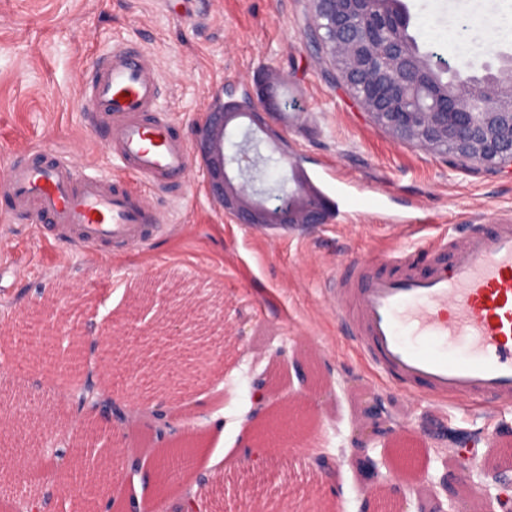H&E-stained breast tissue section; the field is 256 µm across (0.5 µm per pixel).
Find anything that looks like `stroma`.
Listing matches in <instances>:
<instances>
[{"instance_id": "1", "label": "stroma", "mask_w": 512, "mask_h": 512, "mask_svg": "<svg viewBox=\"0 0 512 512\" xmlns=\"http://www.w3.org/2000/svg\"><path fill=\"white\" fill-rule=\"evenodd\" d=\"M405 2L422 49L449 70L479 76L512 62V35L495 26L512 14V0ZM314 25L311 0H0V182L14 159L45 162L59 151L80 172L123 178L106 146L107 119L89 118L80 87L100 58L133 42L152 60L159 106L187 142L226 91L256 97L271 85L288 93L298 122L285 134L329 207L347 213L342 223H234L211 200L195 160L177 191L131 180L169 232L150 247L117 244L94 257L61 239L50 219L9 210L0 194V235L17 245L15 259L0 262V470L13 472L21 495L37 499L65 481L71 495L55 498L53 512H92L90 480L99 474L105 496L146 498L171 512L183 482L174 472L158 486L136 433L95 418L80 428L59 375L74 328L97 344L84 354L86 375L135 410H162L174 426L197 431L190 467L209 463L216 473L199 487L206 512H377L350 461L364 392L394 429L375 441L376 452L393 450L413 425L417 479L439 482L450 463L478 480L491 459L512 463V409L409 401L352 341L328 293L347 263L511 218L512 168L437 155L376 125L314 49ZM451 32L465 52L449 51ZM395 215L411 218L405 235L390 227ZM184 313L198 315L215 341L207 367L183 389L172 385L175 364L140 388L150 371L132 351L149 341L173 351L161 322ZM261 378L279 388L280 402L300 396L302 409L276 422L273 446L251 462ZM86 429L94 436L74 455ZM128 451L140 458L138 472L112 471ZM320 455L328 470L316 466Z\"/></svg>"}]
</instances>
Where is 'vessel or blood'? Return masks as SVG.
I'll return each mask as SVG.
<instances>
[{"instance_id": "b4317fda", "label": "vessel or blood", "mask_w": 512, "mask_h": 512, "mask_svg": "<svg viewBox=\"0 0 512 512\" xmlns=\"http://www.w3.org/2000/svg\"><path fill=\"white\" fill-rule=\"evenodd\" d=\"M82 95L110 117L106 143L124 171L158 189L183 179L188 148L158 109L159 78L142 51L114 47ZM5 192L14 210L51 216L91 249L140 247L160 229L144 194L66 159L12 164ZM329 292L352 340L410 399L512 409V220L350 263Z\"/></svg>"}]
</instances>
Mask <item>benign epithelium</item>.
Masks as SVG:
<instances>
[{
    "label": "benign epithelium",
    "instance_id": "1",
    "mask_svg": "<svg viewBox=\"0 0 512 512\" xmlns=\"http://www.w3.org/2000/svg\"><path fill=\"white\" fill-rule=\"evenodd\" d=\"M363 0H312L315 20H323L333 31L332 38L323 42V53L340 79L352 91L371 119L404 143L426 150L435 149L442 140L458 147V157L477 160L488 166H512V89L507 87H476L471 78L455 73V92L451 101L431 112H405L400 101L414 93L418 78L407 64L403 49L386 41L385 34L364 18L357 8ZM282 112L274 90L262 97V109L237 112L224 105L218 97L208 108L194 134V154L202 162L209 196L237 224L253 226L288 224H323L326 211L311 203L302 187L292 191L291 200L283 205L271 203L281 190L266 191L255 186L252 171L260 157L250 155L252 145L266 143L271 151L284 159L283 133L273 132L267 122ZM249 125L244 139L231 143V134L244 121ZM94 400L83 405L87 415H99L115 427H127L134 420L133 410L111 401L112 395L96 382ZM378 401L369 397L360 403L352 443L355 466L363 481L372 489L384 493L382 502L395 512H405L401 504L407 500L411 484L399 469L382 454H370V445L381 433L391 431ZM150 435L165 436L174 430L163 414L155 413L147 424ZM193 451L191 439L181 434V442L159 449L156 466L166 469L175 457L189 458ZM490 481L461 488L459 478L446 473L440 486L452 501L470 502L476 491L490 494L497 490L496 500L503 512H512V478L504 468L487 472Z\"/></svg>",
    "mask_w": 512,
    "mask_h": 512
}]
</instances>
